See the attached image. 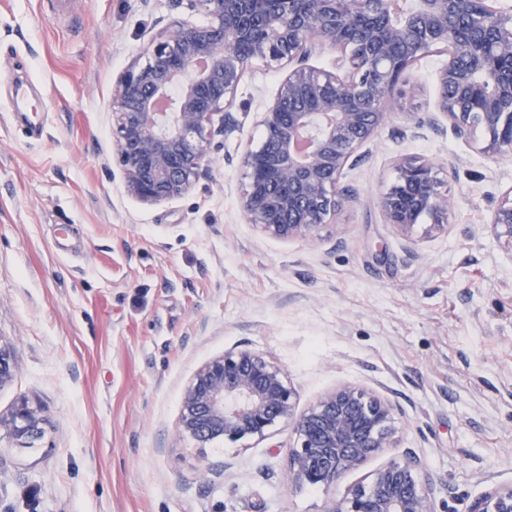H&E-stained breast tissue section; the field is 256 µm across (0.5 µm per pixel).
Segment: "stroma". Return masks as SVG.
Returning a JSON list of instances; mask_svg holds the SVG:
<instances>
[{"instance_id": "1", "label": "stroma", "mask_w": 512, "mask_h": 512, "mask_svg": "<svg viewBox=\"0 0 512 512\" xmlns=\"http://www.w3.org/2000/svg\"><path fill=\"white\" fill-rule=\"evenodd\" d=\"M171 14L169 0H0V341L13 348L0 415L44 408V437L0 439V512H322L390 460L415 457L436 512L512 483V255L478 233L512 187V157L478 153L438 120L441 55L422 57L390 119L341 183L353 199L319 243L261 236L242 156L283 72L236 94L209 175L145 204L112 165V84ZM35 87L25 112L10 80ZM433 160L448 228L405 240L375 197L401 156ZM240 345L283 367L305 409L338 383L396 407L394 447L335 486H289L295 437L197 447L176 431L183 388Z\"/></svg>"}]
</instances>
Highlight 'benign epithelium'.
<instances>
[{"mask_svg": "<svg viewBox=\"0 0 512 512\" xmlns=\"http://www.w3.org/2000/svg\"><path fill=\"white\" fill-rule=\"evenodd\" d=\"M176 15L150 33L143 52L112 85V152L129 193L147 203L188 194L210 172L224 145L237 90L248 69H288L273 102L260 113L264 140L245 151L240 206L263 236L315 242L347 199L340 179L354 153L387 123L386 103L422 54L447 56L438 72L439 114L461 135L482 133L476 150L491 160L512 155V9L498 0H415L394 16L393 0H273L261 32L245 22L250 0H169ZM203 14L188 24L183 15ZM378 23L351 39L353 19ZM253 45L250 56L238 46ZM327 48L336 71L302 66ZM178 93L171 95L172 88ZM375 207L411 240L448 229L453 202L440 190L435 163L403 157ZM512 255V187L484 225ZM12 378L11 351L0 346V386ZM292 428L288 479L330 486L393 447L395 407L381 394L345 382L302 411L283 368L265 353L234 348L203 363L188 380L176 430L206 447L262 439L277 423ZM47 417L20 399L0 432L26 443ZM435 488L413 458L391 460L370 480L323 512H434ZM469 512H512V484L494 485Z\"/></svg>", "mask_w": 512, "mask_h": 512, "instance_id": "1", "label": "benign epithelium"}]
</instances>
